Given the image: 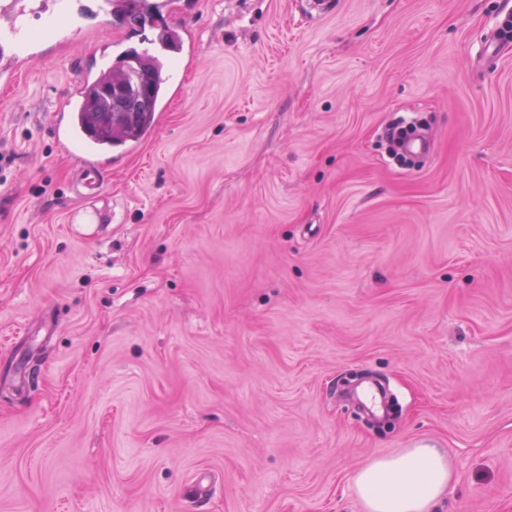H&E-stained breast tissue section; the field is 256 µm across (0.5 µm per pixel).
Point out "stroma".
Masks as SVG:
<instances>
[{"label": "stroma", "instance_id": "1", "mask_svg": "<svg viewBox=\"0 0 512 512\" xmlns=\"http://www.w3.org/2000/svg\"><path fill=\"white\" fill-rule=\"evenodd\" d=\"M335 3L166 0L0 87V512H364L354 475L419 441L433 512H512V0ZM167 31L184 90L82 236L51 115ZM401 115L428 161L388 158Z\"/></svg>", "mask_w": 512, "mask_h": 512}]
</instances>
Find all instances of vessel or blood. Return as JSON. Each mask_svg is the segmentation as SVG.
<instances>
[{"label": "vessel or blood", "mask_w": 512, "mask_h": 512, "mask_svg": "<svg viewBox=\"0 0 512 512\" xmlns=\"http://www.w3.org/2000/svg\"><path fill=\"white\" fill-rule=\"evenodd\" d=\"M84 6L72 0H0V85H15L19 75L43 57V35L54 36L59 43L69 42L76 30V17L84 13ZM45 17L43 31L32 30L28 18L34 14ZM52 129L56 140L65 146L80 145L81 181L85 187L82 202L68 211L67 223H101L99 202L103 172L99 158L109 150V141L94 133L76 109L57 111L52 116Z\"/></svg>", "instance_id": "b4317fda"}]
</instances>
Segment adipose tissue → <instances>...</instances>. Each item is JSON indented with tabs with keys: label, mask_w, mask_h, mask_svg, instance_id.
<instances>
[{
	"label": "adipose tissue",
	"mask_w": 512,
	"mask_h": 512,
	"mask_svg": "<svg viewBox=\"0 0 512 512\" xmlns=\"http://www.w3.org/2000/svg\"><path fill=\"white\" fill-rule=\"evenodd\" d=\"M451 479L446 453L420 446L376 457L354 477L366 512H431Z\"/></svg>",
	"instance_id": "adipose-tissue-1"
}]
</instances>
